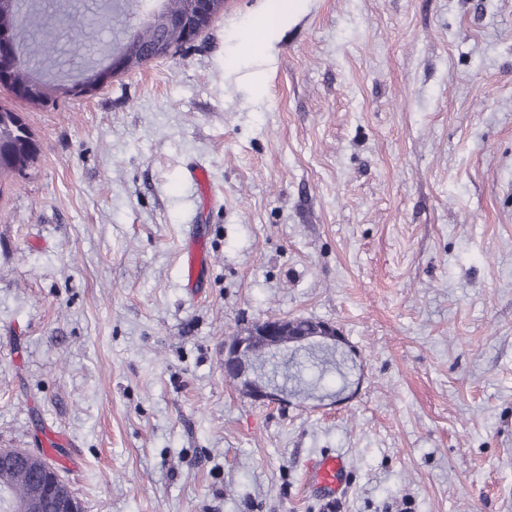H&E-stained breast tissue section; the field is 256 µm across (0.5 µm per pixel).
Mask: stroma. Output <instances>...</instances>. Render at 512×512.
Wrapping results in <instances>:
<instances>
[{
  "label": "stroma",
  "mask_w": 512,
  "mask_h": 512,
  "mask_svg": "<svg viewBox=\"0 0 512 512\" xmlns=\"http://www.w3.org/2000/svg\"><path fill=\"white\" fill-rule=\"evenodd\" d=\"M271 6L23 107L42 152L0 181V448L62 433L84 512H328L303 484L328 448L337 512H512V0H307L238 57ZM289 317L336 325L348 378L254 401L224 340ZM204 257L199 248V242H192L186 247V274L187 285L192 287L203 272ZM347 466L336 451H325L310 459L305 467V482L317 498L337 500L348 492Z\"/></svg>",
  "instance_id": "stroma-1"
}]
</instances>
